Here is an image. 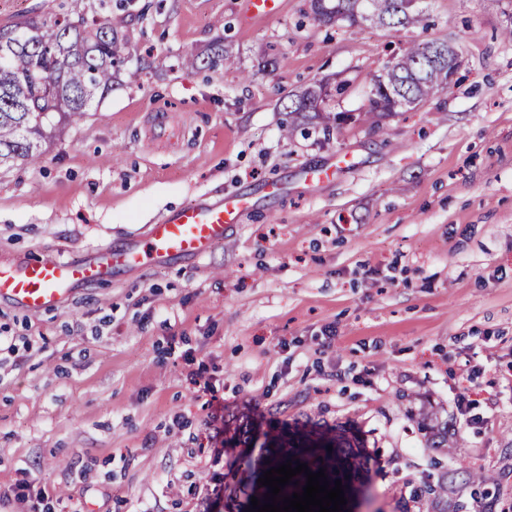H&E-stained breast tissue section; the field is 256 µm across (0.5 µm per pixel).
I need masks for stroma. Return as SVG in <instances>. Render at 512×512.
Masks as SVG:
<instances>
[{
    "label": "stroma",
    "instance_id": "1",
    "mask_svg": "<svg viewBox=\"0 0 512 512\" xmlns=\"http://www.w3.org/2000/svg\"><path fill=\"white\" fill-rule=\"evenodd\" d=\"M427 6L431 27L395 33L315 21L308 0L273 17L247 0H122L111 91L39 164L0 168V262L141 240L204 197L250 206L197 262L36 316L0 301V512H235L229 488L278 462L274 438L327 427L364 443L343 512H507L512 6ZM76 11L106 16L99 0H0V27ZM428 41L462 55L443 91L375 129L284 131L307 87L358 113L367 74ZM220 45L231 63L204 64ZM199 375L224 400L218 439ZM422 409L458 429L453 450L428 447ZM245 423L256 446L230 441ZM459 466L489 476L490 496L456 481L415 497Z\"/></svg>",
    "mask_w": 512,
    "mask_h": 512
}]
</instances>
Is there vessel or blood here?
I'll list each match as a JSON object with an SVG mask.
<instances>
[{"instance_id": "obj_1", "label": "vessel or blood", "mask_w": 512, "mask_h": 512, "mask_svg": "<svg viewBox=\"0 0 512 512\" xmlns=\"http://www.w3.org/2000/svg\"><path fill=\"white\" fill-rule=\"evenodd\" d=\"M249 206L243 196H228L218 204H197L169 211L150 225L147 240L122 248L101 246L84 260L34 255L17 263H0V300L31 314L58 309L80 285L106 284L123 271L174 259L200 258L224 239L228 225L237 223Z\"/></svg>"}]
</instances>
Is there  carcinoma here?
Masks as SVG:
<instances>
[{"mask_svg": "<svg viewBox=\"0 0 512 512\" xmlns=\"http://www.w3.org/2000/svg\"><path fill=\"white\" fill-rule=\"evenodd\" d=\"M310 10L322 22L368 21L391 29L407 30L427 20L421 0L410 5L406 0H310ZM20 25L36 33L19 37L12 28L0 30V52L11 56L9 68H0V166L38 162L53 120L78 121L97 94L112 87V68L122 50L116 24L89 23L81 12L67 22L56 19L50 24L35 16ZM444 52L443 42L411 44L385 73L370 74L367 105L360 113L363 120L375 127L378 118L390 114L393 103L408 106L438 93L450 74ZM306 112L321 119L326 137L347 118L333 112L322 83L289 106V133L297 130ZM424 430L430 433L429 447H453L456 433L448 431V423L426 425ZM321 444L357 458L353 443L342 435L323 437Z\"/></svg>", "mask_w": 512, "mask_h": 512, "instance_id": "obj_1", "label": "carcinoma"}]
</instances>
